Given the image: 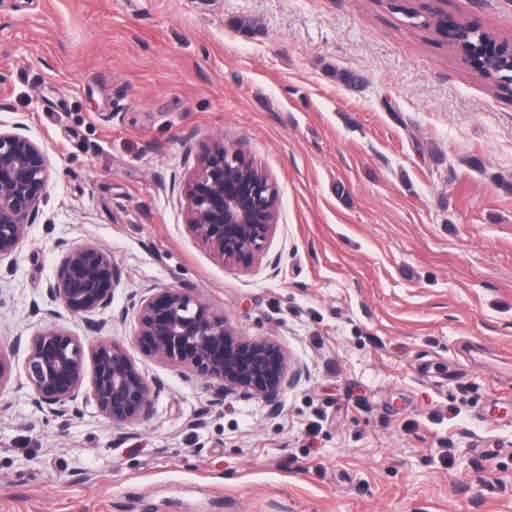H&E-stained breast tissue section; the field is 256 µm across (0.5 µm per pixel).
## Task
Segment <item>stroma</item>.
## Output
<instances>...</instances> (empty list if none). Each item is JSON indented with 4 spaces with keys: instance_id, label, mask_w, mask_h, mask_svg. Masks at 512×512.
Listing matches in <instances>:
<instances>
[{
    "instance_id": "obj_1",
    "label": "stroma",
    "mask_w": 512,
    "mask_h": 512,
    "mask_svg": "<svg viewBox=\"0 0 512 512\" xmlns=\"http://www.w3.org/2000/svg\"><path fill=\"white\" fill-rule=\"evenodd\" d=\"M448 11L512 37V0ZM18 122L51 178L0 268V346L44 327L57 243L92 241L121 273L107 335L132 293L188 288L294 375L273 415L142 357L150 412L116 427L50 416L15 371L0 512H512V99L431 31L387 0H0ZM192 132L274 178L266 263L187 233Z\"/></svg>"
}]
</instances>
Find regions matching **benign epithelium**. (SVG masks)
<instances>
[{
	"instance_id": "benign-epithelium-1",
	"label": "benign epithelium",
	"mask_w": 512,
	"mask_h": 512,
	"mask_svg": "<svg viewBox=\"0 0 512 512\" xmlns=\"http://www.w3.org/2000/svg\"><path fill=\"white\" fill-rule=\"evenodd\" d=\"M24 126L0 130V261L15 254L47 194L50 161ZM186 230L231 270L259 264L277 227L280 207L274 178L224 137L200 146L183 186ZM120 271L109 250L88 242L62 249L46 291L50 308L33 314L84 319L89 336L45 327L27 339L0 347V390L23 354L32 403L55 418L76 416L90 406L114 426L146 417L152 388L124 341L102 335L91 319L112 304ZM137 326L133 343L142 357L182 367L215 388L213 403L236 395L260 398L275 414L286 385V356L269 339L238 333L224 312L185 288H147L130 296Z\"/></svg>"
}]
</instances>
